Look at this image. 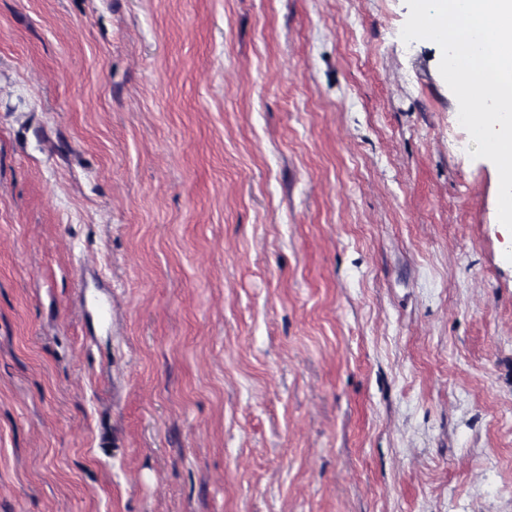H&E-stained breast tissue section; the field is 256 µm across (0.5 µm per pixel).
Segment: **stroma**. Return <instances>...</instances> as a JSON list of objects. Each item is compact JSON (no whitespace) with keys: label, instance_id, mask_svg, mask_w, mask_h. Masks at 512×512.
Instances as JSON below:
<instances>
[{"label":"stroma","instance_id":"stroma-1","mask_svg":"<svg viewBox=\"0 0 512 512\" xmlns=\"http://www.w3.org/2000/svg\"><path fill=\"white\" fill-rule=\"evenodd\" d=\"M405 0H0V512H512V261Z\"/></svg>","mask_w":512,"mask_h":512}]
</instances>
